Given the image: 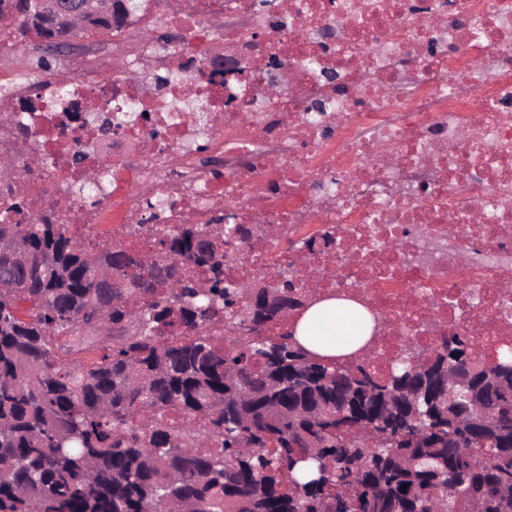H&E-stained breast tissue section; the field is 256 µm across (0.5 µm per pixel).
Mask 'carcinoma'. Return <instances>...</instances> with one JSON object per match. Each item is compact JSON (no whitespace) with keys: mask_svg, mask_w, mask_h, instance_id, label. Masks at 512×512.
<instances>
[{"mask_svg":"<svg viewBox=\"0 0 512 512\" xmlns=\"http://www.w3.org/2000/svg\"><path fill=\"white\" fill-rule=\"evenodd\" d=\"M70 30L0 0L9 42ZM0 220V512H512V351L468 336L379 378L285 330L306 292L224 275L244 224L162 228L153 255Z\"/></svg>","mask_w":512,"mask_h":512,"instance_id":"cac0c4a2","label":"carcinoma"}]
</instances>
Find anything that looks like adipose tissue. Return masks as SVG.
Here are the masks:
<instances>
[{"label": "adipose tissue", "mask_w": 512, "mask_h": 512, "mask_svg": "<svg viewBox=\"0 0 512 512\" xmlns=\"http://www.w3.org/2000/svg\"><path fill=\"white\" fill-rule=\"evenodd\" d=\"M350 304L345 300L333 298L312 304L295 318V336L297 340L312 352L327 358L347 355L363 347L373 332L371 314H364L360 328L354 333L352 342L339 345H319L315 339L319 336H332L336 333V319Z\"/></svg>", "instance_id": "obj_1"}]
</instances>
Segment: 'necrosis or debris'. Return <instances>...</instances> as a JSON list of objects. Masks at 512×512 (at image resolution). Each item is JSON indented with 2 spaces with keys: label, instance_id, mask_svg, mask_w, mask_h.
<instances>
[{
  "label": "necrosis or debris",
  "instance_id": "necrosis-or-debris-1",
  "mask_svg": "<svg viewBox=\"0 0 512 512\" xmlns=\"http://www.w3.org/2000/svg\"><path fill=\"white\" fill-rule=\"evenodd\" d=\"M259 2L141 0L135 23L179 41L144 43L110 79H73L31 113L24 85L0 80V157L18 158L0 196L102 248L134 227L149 237L156 196L163 224L249 225L231 274L273 264L363 305L377 372L455 333L494 362L512 349V0ZM216 56L242 76H215ZM79 151L89 168L110 159L95 194L67 164ZM327 232L330 248L297 265L295 244Z\"/></svg>",
  "mask_w": 512,
  "mask_h": 512
}]
</instances>
